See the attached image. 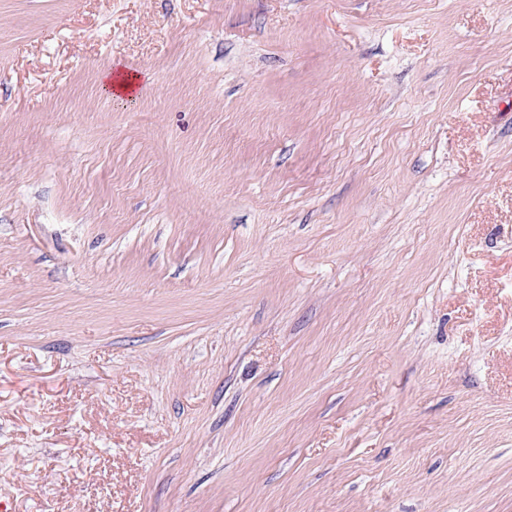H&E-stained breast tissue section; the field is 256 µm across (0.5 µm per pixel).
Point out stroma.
<instances>
[{
  "instance_id": "stroma-1",
  "label": "stroma",
  "mask_w": 512,
  "mask_h": 512,
  "mask_svg": "<svg viewBox=\"0 0 512 512\" xmlns=\"http://www.w3.org/2000/svg\"><path fill=\"white\" fill-rule=\"evenodd\" d=\"M0 512H512V0H0ZM139 76L126 73L121 68L105 76L101 83L103 93L115 100H132L135 89L139 86Z\"/></svg>"
}]
</instances>
